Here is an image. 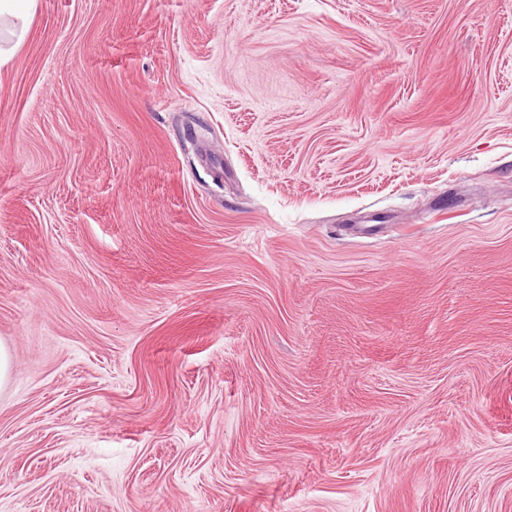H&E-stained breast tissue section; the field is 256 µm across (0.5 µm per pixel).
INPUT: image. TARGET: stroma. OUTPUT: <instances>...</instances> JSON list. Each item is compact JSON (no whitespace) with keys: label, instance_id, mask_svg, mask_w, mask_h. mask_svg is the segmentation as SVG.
Listing matches in <instances>:
<instances>
[{"label":"stroma","instance_id":"1","mask_svg":"<svg viewBox=\"0 0 512 512\" xmlns=\"http://www.w3.org/2000/svg\"><path fill=\"white\" fill-rule=\"evenodd\" d=\"M0 342V512H512V0H36Z\"/></svg>","mask_w":512,"mask_h":512}]
</instances>
